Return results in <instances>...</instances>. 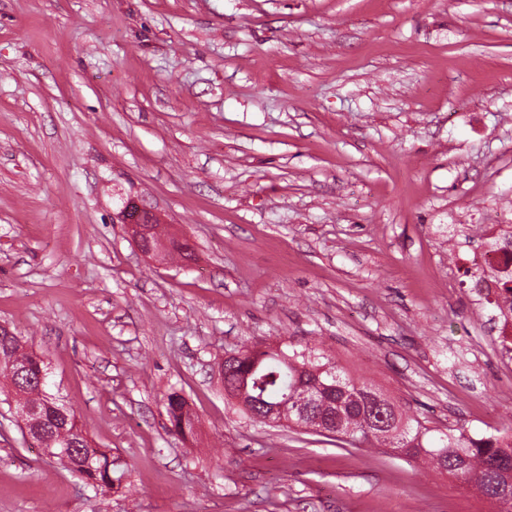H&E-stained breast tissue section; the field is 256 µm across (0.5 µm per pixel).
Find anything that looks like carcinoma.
I'll return each instance as SVG.
<instances>
[{
    "label": "carcinoma",
    "instance_id": "cac0c4a2",
    "mask_svg": "<svg viewBox=\"0 0 512 512\" xmlns=\"http://www.w3.org/2000/svg\"><path fill=\"white\" fill-rule=\"evenodd\" d=\"M44 370V361L26 351L18 336L0 335V379L9 382L17 400L39 409L21 418L22 429L42 434L54 448L67 449L57 459L88 484L110 490L121 485L117 461L91 445L74 415L61 416V404L39 385ZM222 375L231 397L241 384L248 386L254 403L247 413L254 419L285 397L309 391L316 395L307 415L313 432L339 436L351 447L368 444L403 453L435 472L473 484L498 512H512V500L497 497L501 486L512 484V447L498 446L495 435L475 438L461 428H430L401 412L377 389L355 382L309 351L279 348L256 359L247 349L222 365ZM165 408L171 431L182 436L192 432L194 419L183 396L169 394Z\"/></svg>",
    "mask_w": 512,
    "mask_h": 512
}]
</instances>
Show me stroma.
<instances>
[{"label":"stroma","mask_w":512,"mask_h":512,"mask_svg":"<svg viewBox=\"0 0 512 512\" xmlns=\"http://www.w3.org/2000/svg\"><path fill=\"white\" fill-rule=\"evenodd\" d=\"M130 199L195 262L142 256ZM484 224H512V0H0V325L125 469L87 484L0 391V512H488L219 373L308 345L427 426L512 427ZM165 408L171 425V431L182 436H184L186 432H192L194 419L183 396L176 392L169 394Z\"/></svg>","instance_id":"35a3bbf8"}]
</instances>
